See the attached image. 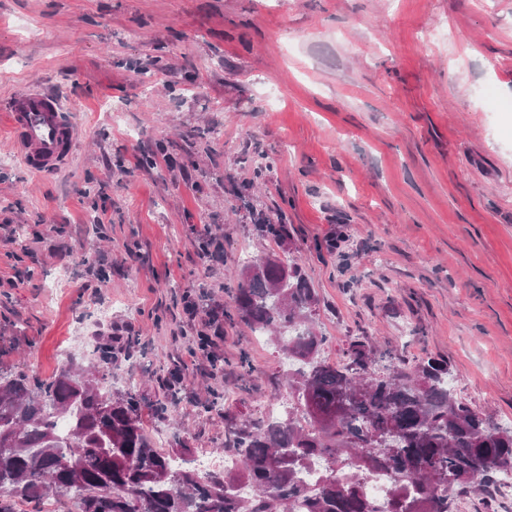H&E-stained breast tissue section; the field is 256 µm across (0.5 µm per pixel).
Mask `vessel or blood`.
Wrapping results in <instances>:
<instances>
[{
	"label": "vessel or blood",
	"instance_id": "obj_1",
	"mask_svg": "<svg viewBox=\"0 0 512 512\" xmlns=\"http://www.w3.org/2000/svg\"><path fill=\"white\" fill-rule=\"evenodd\" d=\"M13 143L35 173H55L69 162L77 131L60 100L34 88L12 98L7 106Z\"/></svg>",
	"mask_w": 512,
	"mask_h": 512
}]
</instances>
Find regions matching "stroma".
I'll return each instance as SVG.
<instances>
[{
    "label": "stroma",
    "mask_w": 512,
    "mask_h": 512,
    "mask_svg": "<svg viewBox=\"0 0 512 512\" xmlns=\"http://www.w3.org/2000/svg\"><path fill=\"white\" fill-rule=\"evenodd\" d=\"M483 85L512 101V0H0V270L20 273L0 371L108 351L104 390L137 396L158 448L222 457L229 430L296 406L282 352L233 311L245 260L291 254L324 359L366 336L386 365L446 360L455 396L511 427L512 112ZM32 86L77 127L51 175L3 110Z\"/></svg>",
    "instance_id": "35a3bbf8"
}]
</instances>
